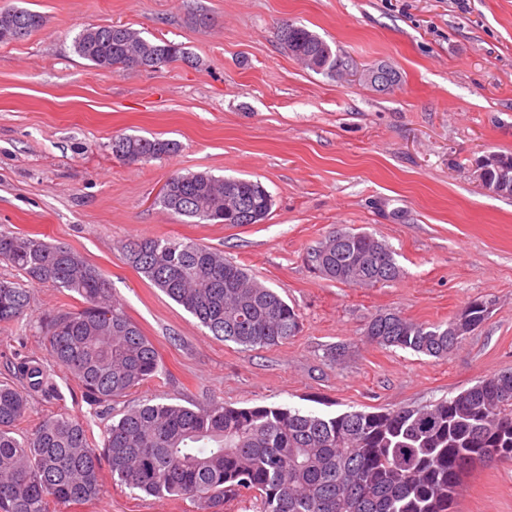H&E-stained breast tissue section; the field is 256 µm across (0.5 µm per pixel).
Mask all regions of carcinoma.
<instances>
[{
    "label": "carcinoma",
    "instance_id": "carcinoma-1",
    "mask_svg": "<svg viewBox=\"0 0 512 512\" xmlns=\"http://www.w3.org/2000/svg\"><path fill=\"white\" fill-rule=\"evenodd\" d=\"M23 39L43 16L0 9V28ZM290 54L317 61L315 73L335 77L345 58L302 24H282ZM150 41L126 27L87 26L75 53L98 70L135 71L196 63L186 48ZM180 145L157 137L118 136L112 149L128 163L173 156ZM490 177L512 197V156H500ZM161 207L202 224H256L272 208L258 180L209 172L174 173ZM127 262L224 342L246 350L278 346L300 331V317L277 292L224 252L178 237H148L124 245ZM321 276L350 286L399 278L394 250L373 234L345 227L307 253ZM0 262L23 275L0 280V330L19 322L30 303L27 284L74 292L83 306L41 322L50 362L69 373L86 404L102 414L161 374L160 355L127 315L109 281L71 248L0 230ZM485 321L483 301L468 302L446 322L412 321L395 310L369 320L366 341L445 358ZM12 382L0 383V512H56L57 504H87L101 495L100 470L149 496L192 498L200 512H224V501L260 498L262 512H451L466 475L477 465L512 459V372L486 375L467 390L421 407L335 416L213 403L190 408L166 402L125 408L104 426L102 448L69 413L29 421L34 396H50L46 367L13 351L5 356Z\"/></svg>",
    "mask_w": 512,
    "mask_h": 512
}]
</instances>
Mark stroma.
I'll return each instance as SVG.
<instances>
[{
  "mask_svg": "<svg viewBox=\"0 0 512 512\" xmlns=\"http://www.w3.org/2000/svg\"><path fill=\"white\" fill-rule=\"evenodd\" d=\"M41 13L43 27L0 43V227L77 251L110 281L159 352L163 374L113 402L188 407L279 406L335 415L427 405L512 370V197L485 190L478 167L512 155V0H0ZM208 14L211 24L191 17ZM317 33L351 69L329 78L284 49L279 27ZM125 24L183 44L197 63L105 73L72 40L86 25ZM375 64L393 91L360 78ZM179 142L173 156L130 164L115 135ZM207 171L262 182L273 199L256 224H194L163 210L167 177ZM368 231L396 253L394 282L353 287L321 277L306 254L333 228ZM175 236L222 250L300 316L287 343L253 350L216 339L126 261L123 244ZM485 322L448 358L365 341L378 311L444 322L469 301ZM81 298L33 284L18 325L0 336L44 357L40 319ZM56 393L34 418H81L95 445L105 421L77 382L51 371ZM102 494L59 512H199L102 471ZM466 512H512V461L476 466Z\"/></svg>",
  "mask_w": 512,
  "mask_h": 512,
  "instance_id": "stroma-1",
  "label": "stroma"
}]
</instances>
